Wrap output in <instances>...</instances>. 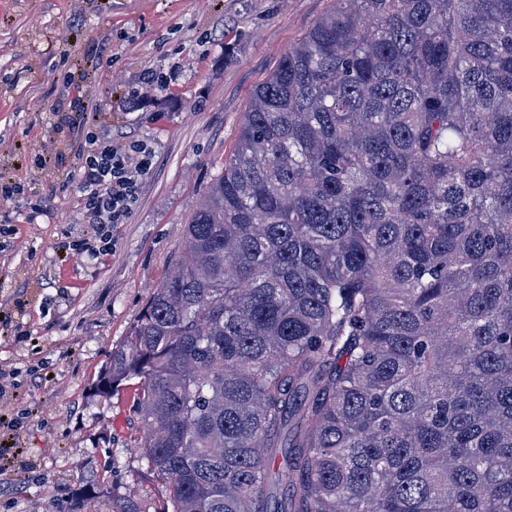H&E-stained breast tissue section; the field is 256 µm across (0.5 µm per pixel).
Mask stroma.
<instances>
[{"label":"stroma","instance_id":"1","mask_svg":"<svg viewBox=\"0 0 512 512\" xmlns=\"http://www.w3.org/2000/svg\"><path fill=\"white\" fill-rule=\"evenodd\" d=\"M332 0H0V512H172L131 446L134 390L96 396L111 351L165 280L186 224L236 142L251 92ZM160 79L146 88L145 72ZM85 95L103 136L153 165L109 243L86 241L73 176ZM97 256L75 262V244Z\"/></svg>","mask_w":512,"mask_h":512}]
</instances>
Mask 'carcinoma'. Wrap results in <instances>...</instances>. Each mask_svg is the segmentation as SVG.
<instances>
[{
	"label": "carcinoma",
	"mask_w": 512,
	"mask_h": 512,
	"mask_svg": "<svg viewBox=\"0 0 512 512\" xmlns=\"http://www.w3.org/2000/svg\"><path fill=\"white\" fill-rule=\"evenodd\" d=\"M175 512H512V0H334L96 385Z\"/></svg>",
	"instance_id": "obj_1"
}]
</instances>
